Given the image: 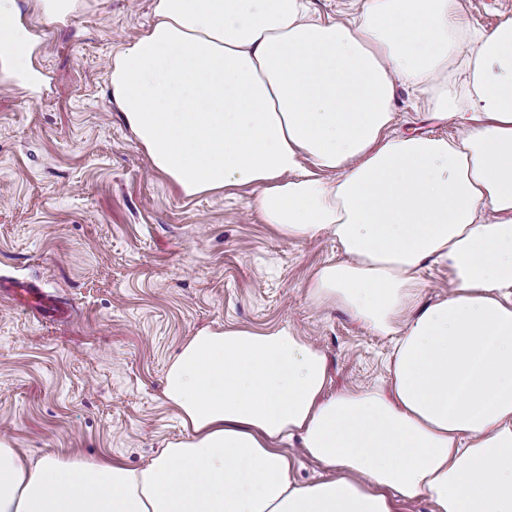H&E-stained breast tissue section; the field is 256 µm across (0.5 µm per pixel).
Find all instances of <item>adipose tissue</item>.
Wrapping results in <instances>:
<instances>
[{
    "instance_id": "1",
    "label": "adipose tissue",
    "mask_w": 512,
    "mask_h": 512,
    "mask_svg": "<svg viewBox=\"0 0 512 512\" xmlns=\"http://www.w3.org/2000/svg\"><path fill=\"white\" fill-rule=\"evenodd\" d=\"M309 4L153 0L112 97L184 195L249 186L283 237L333 239L310 296L394 337L387 381L328 397L325 353L290 327L200 330L165 374L186 438L135 469L28 467L1 437L0 512H512V18ZM401 83L457 135H390ZM431 265L452 286L426 303ZM292 442L326 478H292ZM311 15L314 18H341L347 11V0H311Z\"/></svg>"
}]
</instances>
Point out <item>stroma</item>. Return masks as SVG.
<instances>
[{
	"instance_id": "stroma-1",
	"label": "stroma",
	"mask_w": 512,
	"mask_h": 512,
	"mask_svg": "<svg viewBox=\"0 0 512 512\" xmlns=\"http://www.w3.org/2000/svg\"><path fill=\"white\" fill-rule=\"evenodd\" d=\"M154 20L153 0H86L59 22L16 0L7 18L31 53L0 61V279L71 310L46 321L0 298V436L25 461L139 468L185 437L164 376L203 328L290 326L327 354L331 394L388 377L390 338L309 295L313 270L343 258L331 237L284 238L250 190L187 197L152 168L110 64ZM395 107L393 133H457L412 87Z\"/></svg>"
}]
</instances>
